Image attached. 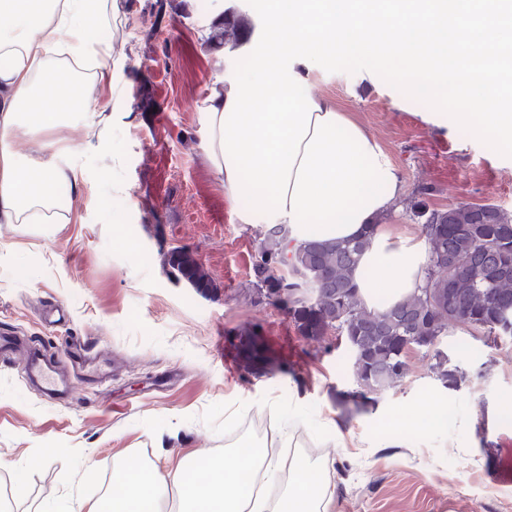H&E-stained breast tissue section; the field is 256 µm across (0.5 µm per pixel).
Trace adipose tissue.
<instances>
[{"label": "adipose tissue", "instance_id": "adipose-tissue-1", "mask_svg": "<svg viewBox=\"0 0 512 512\" xmlns=\"http://www.w3.org/2000/svg\"><path fill=\"white\" fill-rule=\"evenodd\" d=\"M477 27L466 24L471 0H267L264 32L251 72L233 97L222 79L204 102L202 147L244 224H283L288 239L346 241L372 230L354 273L367 309L380 310L417 293L429 257L426 237L391 223L404 198L391 157L336 104L304 94L310 73L351 50L403 53L401 81L440 96L453 91L459 111L475 95L492 103L480 135L512 137V63L492 49L512 48V0H483ZM101 0H0V217L24 224L50 202L59 182L79 187L70 150L25 161L19 133L55 134L85 108L95 82L49 80L51 49L66 41L76 60H93L97 80L119 82L121 70L103 50L94 18ZM449 42L466 66L445 68L432 48ZM310 463H283L252 442L208 461L207 477L145 464L112 470V492L96 501L49 500L40 512H330L327 480L309 476Z\"/></svg>", "mask_w": 512, "mask_h": 512}]
</instances>
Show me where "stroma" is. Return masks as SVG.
I'll list each match as a JSON object with an SVG mask.
<instances>
[{
  "label": "stroma",
  "instance_id": "1",
  "mask_svg": "<svg viewBox=\"0 0 512 512\" xmlns=\"http://www.w3.org/2000/svg\"><path fill=\"white\" fill-rule=\"evenodd\" d=\"M170 0H106L101 30L124 79L97 85L91 120L65 130L88 189L32 223L0 219V334L15 351L0 359V499L12 512L44 501L98 499L112 467L138 457L175 468L193 454L217 459L258 425L260 445L296 414L280 455L324 465L331 512H512V342L480 329L450 328L443 349L465 379L448 390L430 372L432 355L407 352L400 382L368 402L344 338L316 343L252 284L261 228L241 223L202 149V106L216 76L227 87L253 67L265 0H196L182 15ZM250 27L206 48L202 26L224 10ZM401 57L350 52L325 62L306 88L364 127L399 168L407 200L427 209L493 203L512 212V140L478 138L447 121L452 100L409 90ZM190 248L216 288L201 293L176 280L165 262ZM259 333L278 362L264 374L227 366L241 335ZM100 363L99 379L74 399L31 381V350L50 358L59 380L79 375L71 339ZM275 405H267V398ZM435 400L447 427L411 431L407 411ZM234 411L225 424V411ZM344 437L347 449L336 446ZM61 452L32 467L36 448ZM28 494L12 496L16 469Z\"/></svg>",
  "mask_w": 512,
  "mask_h": 512
}]
</instances>
